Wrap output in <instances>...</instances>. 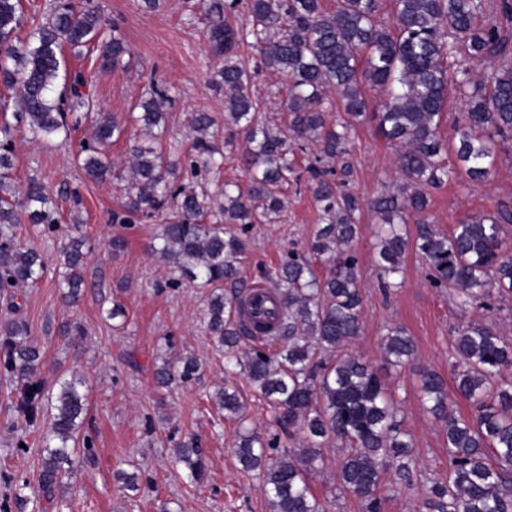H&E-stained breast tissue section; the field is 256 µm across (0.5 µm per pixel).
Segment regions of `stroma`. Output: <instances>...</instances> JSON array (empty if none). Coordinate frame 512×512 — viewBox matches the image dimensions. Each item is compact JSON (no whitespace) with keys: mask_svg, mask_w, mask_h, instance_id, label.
I'll list each match as a JSON object with an SVG mask.
<instances>
[{"mask_svg":"<svg viewBox=\"0 0 512 512\" xmlns=\"http://www.w3.org/2000/svg\"><path fill=\"white\" fill-rule=\"evenodd\" d=\"M76 11L98 10L121 35L129 53L124 68L99 70L96 48L83 57H68L67 65L84 71L99 110L111 113L127 134L138 131L130 113L150 80L169 89L167 136L164 146L187 142L189 115L212 113L224 118V101L211 89L221 60L215 59L205 36L209 21L199 0H161L158 10L147 11L141 0H72ZM90 125L80 126L70 138L44 146L30 142L25 132L14 131L12 144L16 191L31 181L41 183L60 210L54 232L37 233L23 224L17 229L22 242L33 244L48 259H55L60 241L84 235L96 245L83 271L85 286L77 304L68 303L59 286L56 269L38 283L22 288L19 311L0 300V321L19 314L41 349L45 388L58 378L78 373L89 412L79 431L91 441L90 450L76 456L78 474L63 480L52 497L33 496L30 512H269L264 490L252 474L242 471L234 455L237 421L216 409L212 396L218 386H238L247 405L248 425L268 435L273 412L261 395L240 375H226L224 353L205 332L208 289L192 282L168 287L170 266L152 254L151 247L164 217L116 224L126 188V141L113 144L109 156L115 179L98 184L86 178L75 163L81 142L89 139ZM353 173L350 186L363 200L375 197L382 186L395 181L397 147L383 139L373 124L356 123L351 143ZM277 222L248 225L246 254L239 278L244 285L261 282L288 250L290 242L305 243L320 222V212L310 191L287 190ZM512 205V142L498 154L489 183L466 186L447 183L431 190L426 214L441 232L479 212ZM378 219L362 209L360 230L354 243L359 258V279L365 294L362 332L352 343L354 353L376 366L386 385L401 403L402 427L424 477L444 479L448 452L442 428L420 400V369L450 377L448 355L451 329L469 318L447 291L428 287L426 270L415 255H407L404 285L391 295L377 286L376 227ZM124 246L115 251L112 238ZM125 314L106 316L113 303ZM80 325L81 338L70 329ZM403 326L412 336L416 354L406 367L387 365L381 349L386 329ZM188 356L200 370L184 386L160 387L154 378L164 360ZM16 385L0 377V500L13 497L21 483L38 486L49 417L26 425L14 411ZM198 439L207 477L191 483L179 463L176 445ZM343 445L328 446L324 462L313 470L309 484L324 512H364L360 501L338 487L336 461ZM137 472L139 489L126 490L115 480L117 470Z\"/></svg>","mask_w":512,"mask_h":512,"instance_id":"35a3bbf8","label":"stroma"}]
</instances>
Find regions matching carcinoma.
<instances>
[{
    "label": "carcinoma",
    "mask_w": 512,
    "mask_h": 512,
    "mask_svg": "<svg viewBox=\"0 0 512 512\" xmlns=\"http://www.w3.org/2000/svg\"><path fill=\"white\" fill-rule=\"evenodd\" d=\"M240 0H211L209 39L224 59L212 82L224 96V139L242 135L241 161L247 184L224 185L219 202L198 186H186L161 146L169 96L150 83L137 104L135 121L146 139L130 144L127 215L153 219L170 209L177 220L162 225L154 253L172 266L168 286L181 279L210 289L206 333L224 347L225 371L243 375L274 410L276 425L298 429L307 448L297 454L280 447L279 437H262L247 426L246 404L236 387L215 393L218 410L239 422L235 456L262 483L271 512H323L308 483L323 461L322 449L346 447L337 464L339 487L364 503L365 512H384L385 476L405 492L421 490L428 512H512V344L489 324L500 303L512 298V255L502 251L512 207L476 213L442 234L425 218L429 191L456 179L467 185L487 182L495 173L498 147L512 141V0H393V22L378 21L382 0H336L332 11L323 0H247L249 21L231 27L224 16ZM22 0H0V83L15 86V119L34 142H50L70 133L94 112L79 73H68L65 50L91 44L99 49L103 70L123 66L128 46L121 36L104 34L95 10L75 12L61 0L46 21L25 39ZM255 51V65L238 48ZM489 66L478 79L470 65ZM261 70L286 73L288 121L279 126L251 93ZM379 95L369 107L365 87ZM334 92L344 114L329 119L328 93ZM464 112L443 139L448 99ZM370 122L397 144L396 173L405 194L384 185L370 202L379 217L378 286L402 287L404 256L413 252L426 268L429 287L452 292L456 303L482 311L479 318L452 328L451 359L458 367L452 383L435 371L420 373V399L441 422L448 448V478L417 483V460L410 435L401 428L400 408L376 368L348 346L361 332L364 297L353 243L362 204L348 188L352 174L349 141L355 122ZM194 158L191 177L208 173L214 163L212 139L219 128L208 112L192 117ZM124 134L104 112L92 124V136L80 151L85 174L103 182L111 174L107 151ZM312 147L305 172L296 168V151ZM13 150L0 143V295L17 307V289L39 281L46 272L42 254L15 233L18 209L43 232L57 223L55 202L38 184L23 199L12 190ZM304 185L322 212V224L303 247L292 244L267 274L278 301L255 313L261 323L277 322L288 344L272 352L267 342L242 346L249 332L236 320L242 292H224L239 283L245 254L243 238L226 224H270L284 209V186ZM415 217L410 231L406 216ZM95 244L72 237L59 251L65 297L79 296L81 270ZM0 368L20 386L17 412L33 423L40 416L44 383L40 349L29 325L10 318L0 324ZM386 360L399 367L413 359L408 332L393 326L382 343ZM199 370L195 359L178 357L155 372L161 386L186 384ZM81 379L58 382L50 403L51 426L45 436L39 488L44 495L74 473L73 455L88 411ZM470 407L458 412V402ZM180 462L195 480L203 479L202 453L192 440L177 449Z\"/></svg>",
    "instance_id": "obj_1"
}]
</instances>
